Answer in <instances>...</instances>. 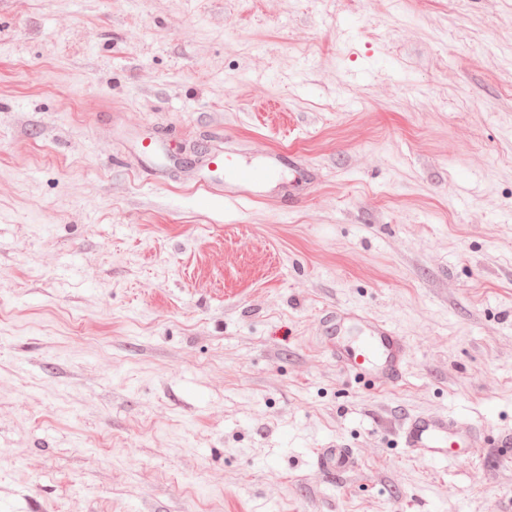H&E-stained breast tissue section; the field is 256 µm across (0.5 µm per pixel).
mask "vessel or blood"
<instances>
[{"instance_id": "b4317fda", "label": "vessel or blood", "mask_w": 512, "mask_h": 512, "mask_svg": "<svg viewBox=\"0 0 512 512\" xmlns=\"http://www.w3.org/2000/svg\"><path fill=\"white\" fill-rule=\"evenodd\" d=\"M284 154H271L260 163L243 162L227 156L221 159L224 182L231 187H256L274 180ZM360 328L361 338L353 345L341 342L345 324ZM326 334L335 339L336 359L351 372L370 378L376 386L385 387L399 382L403 376L407 342L391 326L359 313L329 315ZM396 435L405 448L434 460H445L453 454L454 446L481 447L483 438L463 419H451L417 413L407 416L398 426ZM318 468L330 475L348 471L354 466L350 449L340 446L319 449Z\"/></svg>"}]
</instances>
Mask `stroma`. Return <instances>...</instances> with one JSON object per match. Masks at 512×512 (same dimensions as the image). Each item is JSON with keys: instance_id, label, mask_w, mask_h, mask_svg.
Segmentation results:
<instances>
[{"instance_id": "obj_1", "label": "stroma", "mask_w": 512, "mask_h": 512, "mask_svg": "<svg viewBox=\"0 0 512 512\" xmlns=\"http://www.w3.org/2000/svg\"><path fill=\"white\" fill-rule=\"evenodd\" d=\"M0 512H512V0H0ZM285 155L271 154L264 162H242L231 156L218 159L213 164L222 166L224 170V183L231 187H256L272 182L275 179ZM346 323L360 328L361 338L354 345L339 339ZM326 336L336 338V360L351 372L369 377L377 387L399 382L403 376L407 342L391 326L359 313H332L327 318ZM395 435L403 448L434 460H447L453 456L454 445L462 444L468 451L470 448L483 447L485 440L466 420L425 413L407 416L399 424ZM316 463L321 471L334 475L352 469L354 458L350 448H342L336 445L329 448H320L317 451Z\"/></svg>"}]
</instances>
